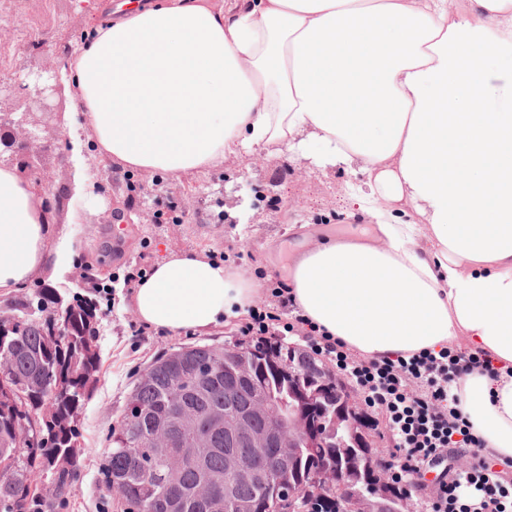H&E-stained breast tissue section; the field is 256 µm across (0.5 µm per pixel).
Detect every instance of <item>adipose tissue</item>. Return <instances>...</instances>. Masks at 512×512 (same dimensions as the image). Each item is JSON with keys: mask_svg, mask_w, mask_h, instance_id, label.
<instances>
[{"mask_svg": "<svg viewBox=\"0 0 512 512\" xmlns=\"http://www.w3.org/2000/svg\"><path fill=\"white\" fill-rule=\"evenodd\" d=\"M60 71L95 156L180 179L226 157L288 150L348 184L370 242L327 237L291 288L320 333L360 356L451 346L483 355L458 407L512 460V0H136L97 22ZM409 208L388 223L393 203ZM39 181L0 164V296L72 269ZM259 284L170 252L132 290L145 327L206 333Z\"/></svg>", "mask_w": 512, "mask_h": 512, "instance_id": "ef3b65f1", "label": "adipose tissue"}]
</instances>
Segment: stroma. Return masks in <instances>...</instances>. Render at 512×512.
<instances>
[{"label":"stroma","mask_w":512,"mask_h":512,"mask_svg":"<svg viewBox=\"0 0 512 512\" xmlns=\"http://www.w3.org/2000/svg\"><path fill=\"white\" fill-rule=\"evenodd\" d=\"M87 10L85 0H0L13 63L0 67V128L13 130L22 118L35 128V137L24 140L21 150L26 172L42 180L56 223L82 243L74 270L55 287L67 302L77 295L93 298L103 315L98 382L78 417L85 453L65 512H124L119 494L101 483L100 467L137 374L173 349L197 343L248 346L252 340L241 333L242 317L205 334L150 329L135 335L123 275L152 269L168 251L202 252L232 263L266 290L286 280L292 256L325 236L363 232L370 219L346 192L355 174L324 172L285 151L231 157L219 168L180 181L135 173L145 191L133 205L123 168L100 163L93 180L110 206L108 213H94L91 199L75 196L72 189V146L63 125L68 101L61 86L49 85L47 107L40 110L29 103L28 83L29 76L55 72L59 60L87 38ZM172 199L185 213L183 223H154V212ZM90 280L99 291L87 289Z\"/></svg>","instance_id":"35a3bbf8"}]
</instances>
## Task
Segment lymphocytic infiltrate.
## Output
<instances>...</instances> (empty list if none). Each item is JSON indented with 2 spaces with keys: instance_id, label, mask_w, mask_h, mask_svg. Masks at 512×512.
<instances>
[{
  "instance_id": "f902f5d3",
  "label": "lymphocytic infiltrate",
  "mask_w": 512,
  "mask_h": 512,
  "mask_svg": "<svg viewBox=\"0 0 512 512\" xmlns=\"http://www.w3.org/2000/svg\"><path fill=\"white\" fill-rule=\"evenodd\" d=\"M277 311L251 309L246 333L277 336L294 332L302 323L285 286L272 289ZM310 352L334 362L360 389L368 407L385 415L384 429L392 447L387 462L396 490L417 493L425 512H512V484L501 480L481 455L484 440L455 407L454 387L468 374L493 375L490 362L453 349L425 351L410 360H365L345 344L309 329ZM465 449L470 460L462 467L447 465L448 451ZM441 471L435 485L424 482L433 466Z\"/></svg>"
}]
</instances>
